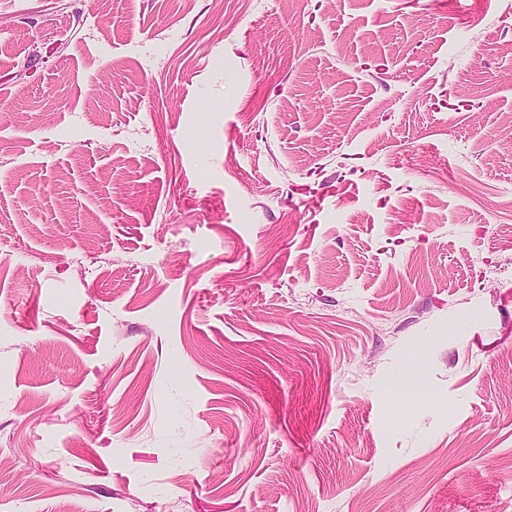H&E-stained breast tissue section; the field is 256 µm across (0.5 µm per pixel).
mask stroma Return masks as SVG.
<instances>
[{"label": "stroma", "instance_id": "stroma-1", "mask_svg": "<svg viewBox=\"0 0 512 512\" xmlns=\"http://www.w3.org/2000/svg\"><path fill=\"white\" fill-rule=\"evenodd\" d=\"M512 0H0V512H512Z\"/></svg>", "mask_w": 512, "mask_h": 512}]
</instances>
